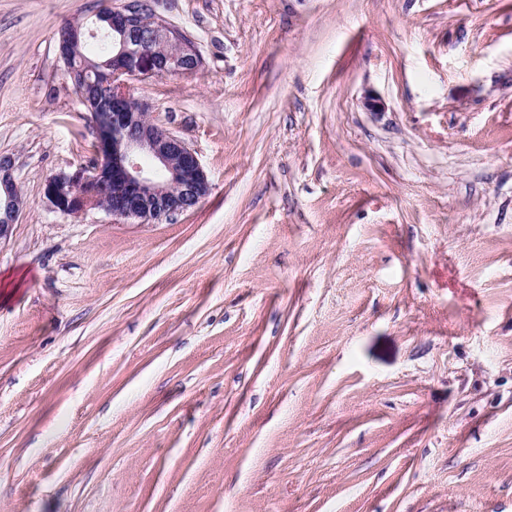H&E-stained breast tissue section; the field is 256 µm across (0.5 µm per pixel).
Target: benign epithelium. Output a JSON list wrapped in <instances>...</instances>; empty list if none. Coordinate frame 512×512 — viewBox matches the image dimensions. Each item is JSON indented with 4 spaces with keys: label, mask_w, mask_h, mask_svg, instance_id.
<instances>
[{
    "label": "benign epithelium",
    "mask_w": 512,
    "mask_h": 512,
    "mask_svg": "<svg viewBox=\"0 0 512 512\" xmlns=\"http://www.w3.org/2000/svg\"><path fill=\"white\" fill-rule=\"evenodd\" d=\"M112 32L76 27L82 39L112 35V70L101 76L112 88V112L92 114L95 161L72 173L51 177L44 189L50 205L67 215L102 210L115 219L159 223L197 208L209 182L196 152L180 137L152 123L134 102L130 79L187 73L180 60L198 61L194 45L156 16L147 17L129 2L106 16ZM125 102L130 112L116 108ZM12 162L0 158V242L12 234L22 206L11 174Z\"/></svg>",
    "instance_id": "obj_1"
}]
</instances>
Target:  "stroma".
<instances>
[{
	"label": "stroma",
	"mask_w": 512,
	"mask_h": 512,
	"mask_svg": "<svg viewBox=\"0 0 512 512\" xmlns=\"http://www.w3.org/2000/svg\"><path fill=\"white\" fill-rule=\"evenodd\" d=\"M99 2L0 0V512H512V0H147L211 185L152 224L43 193ZM12 162L10 157L0 158V244L12 234L16 217L22 206L21 196L11 174ZM15 186V187H14Z\"/></svg>",
	"instance_id": "1"
}]
</instances>
